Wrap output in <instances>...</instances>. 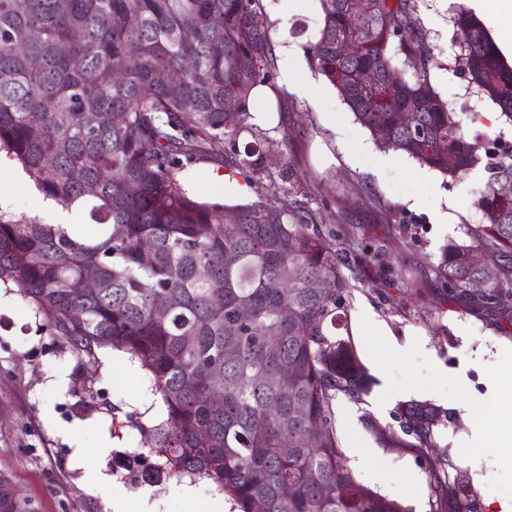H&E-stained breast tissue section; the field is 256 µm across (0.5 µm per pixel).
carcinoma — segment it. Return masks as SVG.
<instances>
[{"label":"carcinoma","instance_id":"obj_1","mask_svg":"<svg viewBox=\"0 0 512 512\" xmlns=\"http://www.w3.org/2000/svg\"><path fill=\"white\" fill-rule=\"evenodd\" d=\"M319 4L308 62L380 147L455 179L489 158L432 85L437 61L416 0H368L363 17L349 0ZM454 27L450 64L512 123V68L469 10ZM341 41L352 48L343 60ZM367 68L401 90L411 125L359 85ZM273 70L262 0H0V153L46 198L93 223L77 235L0 215V287L18 289L79 355L91 361L110 347L147 372L166 411L146 430L156 473L209 480L230 512L259 502L265 512H406L357 480L335 420L336 399L359 400L371 384L351 341L336 334L353 288L346 260L372 267L382 249L323 231L318 212L273 183L263 199L228 207L198 201L178 178L226 145L250 179L271 152L288 161L286 138H265L262 152L236 149L242 131L263 135L248 124V106L270 108L251 92ZM493 167L474 202L482 222L468 227V241H448L433 271L451 297L501 309L512 303V201L499 196L512 151ZM476 252L487 266L474 264ZM161 295L172 303L157 306ZM435 422L433 410L411 405L403 431L422 448Z\"/></svg>","mask_w":512,"mask_h":512}]
</instances>
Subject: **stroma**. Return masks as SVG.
I'll return each instance as SVG.
<instances>
[{"instance_id":"stroma-1","label":"stroma","mask_w":512,"mask_h":512,"mask_svg":"<svg viewBox=\"0 0 512 512\" xmlns=\"http://www.w3.org/2000/svg\"><path fill=\"white\" fill-rule=\"evenodd\" d=\"M437 0H417L422 32L438 65L431 81L464 119L469 135L512 144V124L493 116L491 102L473 94L464 74L449 70L454 51L452 11ZM314 98L279 99L275 127L267 136L287 139L288 159L269 157L251 186L253 197L269 183L305 194L321 215L323 230L345 227L361 244L383 246L393 279L377 270L352 269L347 332L374 380L362 400L338 398L336 427L347 462L358 481L401 502L407 512H431L432 483H440L445 512H457L464 491L473 494L470 512H493L512 498V478L494 475L496 458L512 446L488 441L462 456L459 444L489 429L497 416L512 412V311L472 308L448 298L432 271L448 240L464 241L478 223L475 200L489 178L479 164L454 180L394 154L376 169L380 153L337 91L318 78ZM344 127L333 135L329 118ZM13 220L56 223L31 180L10 187ZM449 213L450 226L437 212ZM403 346L393 355L389 343ZM89 364L45 328L23 299L13 293L0 307V471L8 473L36 512H115L117 497L147 498L158 512H186L178 480L147 482L132 488L118 474L151 468L156 457L144 449L140 426H152L163 404L149 376L132 360L97 350ZM125 381L114 385L115 373ZM438 391V400L423 393ZM472 403L463 409L460 395ZM430 403L437 413L431 447H410L401 434V414L410 403ZM398 432L397 440L377 435L375 426ZM99 472L104 483L90 487L86 475Z\"/></svg>"}]
</instances>
